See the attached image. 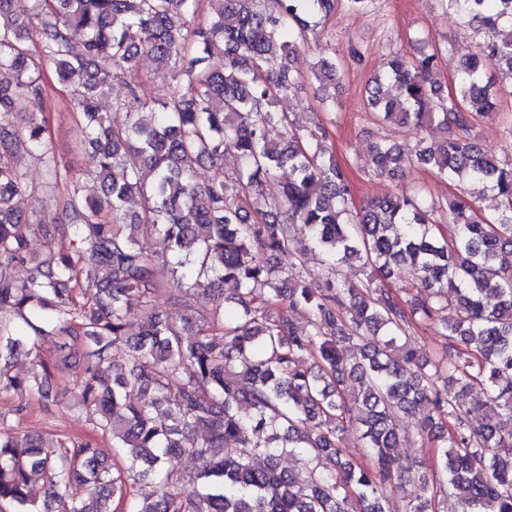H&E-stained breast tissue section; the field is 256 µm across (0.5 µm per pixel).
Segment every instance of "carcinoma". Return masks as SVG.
<instances>
[{"instance_id": "carcinoma-1", "label": "carcinoma", "mask_w": 512, "mask_h": 512, "mask_svg": "<svg viewBox=\"0 0 512 512\" xmlns=\"http://www.w3.org/2000/svg\"><path fill=\"white\" fill-rule=\"evenodd\" d=\"M377 2L207 0L208 23L196 26L201 0H29L20 14L16 0H0V394L17 399L0 412V512H389L383 490L396 481L419 485L405 512H436L451 497L473 512H512V158L497 160L473 133L496 111V73L512 81V40L498 39L503 23L512 27V0H441L482 34L457 91L434 79L437 49L392 57L367 88L383 122L454 128L434 143L386 139L372 154L375 175L417 167L471 185L448 198L446 229L442 208L416 193L352 210L327 126H298L276 110L299 87L291 56L307 35L338 7ZM144 55L170 81L154 100L125 81L111 111L128 119L117 123L103 100ZM45 64L78 109L73 140L93 155L95 199L60 169L44 113L28 111L46 91ZM276 126L279 140L269 136ZM228 152L239 162L230 175ZM26 156L42 164V183L27 180ZM488 191L498 200L491 216L479 207ZM21 195L44 198L66 242L46 238L40 215L17 207ZM295 224L331 265L384 278L405 269L423 276L427 296L308 287L291 252ZM160 237L166 253L150 247ZM228 282L225 312L194 310V291L222 297ZM162 294L166 314L156 311ZM132 305L143 316L134 336ZM424 323L439 324L455 354L432 360L414 349ZM47 338L84 357L66 390L83 432L57 441L53 455L22 432L29 398L48 411L58 404ZM23 346L32 361L19 375L11 358ZM475 387L484 398H466ZM422 407L417 435L440 447L438 481L394 453L408 436L401 420ZM350 428L364 463L342 458ZM99 436L116 448L110 464ZM285 454L298 470L280 468ZM184 456L198 462L189 483L176 468ZM143 478L153 484L145 498L133 491ZM77 483L88 497L73 493Z\"/></svg>"}]
</instances>
